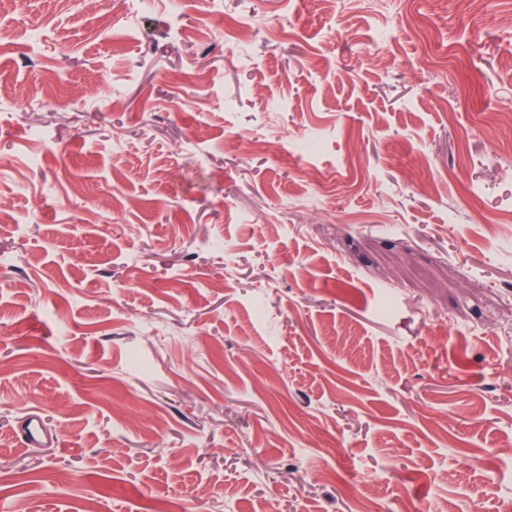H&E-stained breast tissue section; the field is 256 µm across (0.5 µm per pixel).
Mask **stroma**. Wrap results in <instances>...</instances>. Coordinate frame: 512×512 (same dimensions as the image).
I'll use <instances>...</instances> for the list:
<instances>
[{
	"instance_id": "35a3bbf8",
	"label": "stroma",
	"mask_w": 512,
	"mask_h": 512,
	"mask_svg": "<svg viewBox=\"0 0 512 512\" xmlns=\"http://www.w3.org/2000/svg\"><path fill=\"white\" fill-rule=\"evenodd\" d=\"M92 2L0 16V500L498 512L512 0Z\"/></svg>"
}]
</instances>
